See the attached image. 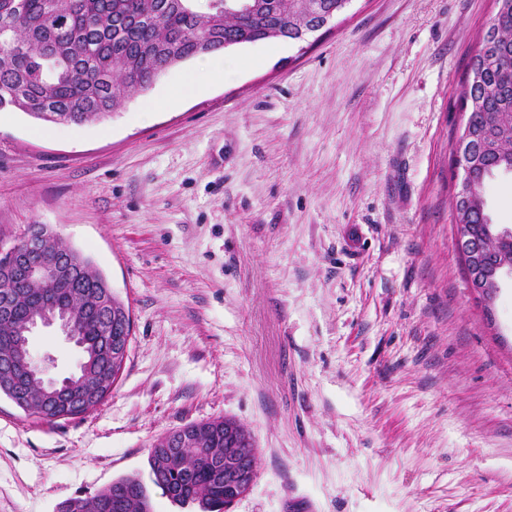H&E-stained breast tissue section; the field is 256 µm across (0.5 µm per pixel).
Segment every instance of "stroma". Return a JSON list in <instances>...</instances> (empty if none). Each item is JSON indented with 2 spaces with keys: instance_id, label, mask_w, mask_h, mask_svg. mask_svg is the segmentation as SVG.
Listing matches in <instances>:
<instances>
[{
  "instance_id": "stroma-1",
  "label": "stroma",
  "mask_w": 512,
  "mask_h": 512,
  "mask_svg": "<svg viewBox=\"0 0 512 512\" xmlns=\"http://www.w3.org/2000/svg\"><path fill=\"white\" fill-rule=\"evenodd\" d=\"M494 0H353L302 42L196 60L103 120L0 111V243L55 229L128 304L120 379L48 422L0 399V512L148 479L232 417L258 448L229 512H512V278L492 311L456 246L460 91ZM50 374L78 351L43 329ZM211 76L213 80L224 79V58H216L210 61L208 65L201 70L190 72L184 83L175 87L169 94L168 101L176 102L180 97L188 92H195L198 88L205 85L201 81Z\"/></svg>"
}]
</instances>
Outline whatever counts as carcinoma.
<instances>
[{"label":"carcinoma","mask_w":512,"mask_h":512,"mask_svg":"<svg viewBox=\"0 0 512 512\" xmlns=\"http://www.w3.org/2000/svg\"><path fill=\"white\" fill-rule=\"evenodd\" d=\"M0 0V111L16 108L46 123L82 124L110 114L124 96L143 92L167 69L230 42L271 39L301 41L310 6L339 8L340 0H261L265 8L249 16L224 12V0ZM497 11L471 56L460 96L468 111L457 151L469 163V193L453 202L456 223L467 225L469 242L482 248L487 265H512V234L502 235L487 212L486 182L512 165V0H495ZM177 47L175 57L163 52ZM21 87L26 99L18 100ZM34 240L51 251L70 250L52 230H36ZM101 274L83 255L65 261L67 292L80 298L63 304L87 341L85 378L96 381L107 362L99 351L112 346V313L99 308ZM43 292L37 284L16 290L0 282V339L17 336L40 306L27 298ZM29 415L50 421L46 388L37 379L25 389ZM232 418L191 424L201 447L170 448L157 440L149 454L151 482L179 507L224 512V424ZM127 493L121 512H153L147 486L136 476L113 482ZM112 490L80 500L79 512H112L104 506Z\"/></svg>","instance_id":"obj_1"}]
</instances>
